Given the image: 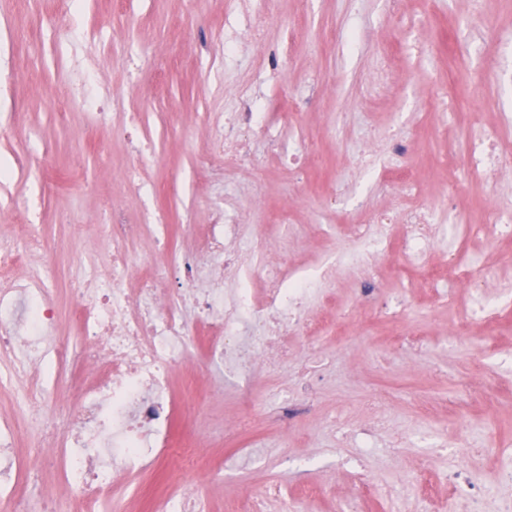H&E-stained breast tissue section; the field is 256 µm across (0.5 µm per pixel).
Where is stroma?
<instances>
[{
	"instance_id": "35a3bbf8",
	"label": "stroma",
	"mask_w": 512,
	"mask_h": 512,
	"mask_svg": "<svg viewBox=\"0 0 512 512\" xmlns=\"http://www.w3.org/2000/svg\"><path fill=\"white\" fill-rule=\"evenodd\" d=\"M306 4L302 11L297 0H279L258 42L240 31L237 0H72L66 8L58 0H0V239L24 213L50 245L57 335L79 338L70 317V281L79 266L112 274L111 242L73 236L70 227L109 223L116 210L125 223L143 225L129 247L149 265L166 259L156 225H167L172 246L191 253L196 239L183 225L209 223L228 209L238 211L248 234L266 237L268 260L312 268L349 246L321 231L347 214L424 206L441 213L442 225L456 224L462 210L478 224L493 200H512V158L491 192L459 159L470 113L495 124L512 118V83L484 63L492 52L512 71V0H485L487 23L470 33L452 27L469 16L468 0H408L398 10L389 0ZM11 19L25 22L23 38L13 37ZM232 28L237 54L228 59L224 33ZM116 42L139 66L114 59ZM87 78L103 114H94L80 90ZM243 88L256 112L294 102L291 126L252 134L257 176L208 177L200 152L212 130L245 104ZM374 125L400 127L423 193L400 191L379 163H359L356 147ZM294 152L320 162L288 170L280 158ZM333 186L341 201L329 210L321 196ZM284 208L292 212L285 228L274 223ZM405 236L395 225L384 256L337 268L331 303L307 306L312 318L353 313L356 333L348 340L325 336L312 348L297 336L299 359L259 363L237 377L205 367L198 353L175 367V393L198 416L177 418L173 435L192 434L198 444L194 481L208 512H226L238 497L277 484L291 494L312 492L315 512H336L356 495L364 512H391L386 500L364 493L360 473L387 484L420 469L432 486L408 488V496L424 498L427 512H445L448 486L440 476L465 419L478 423L473 444L489 426L512 447V368L490 357L512 352V311L459 341L450 323L468 297L444 261L456 236L435 251V290L403 250ZM464 259L485 278L487 304L497 305L512 289V243L477 238ZM15 376L12 359L0 358V418H16L14 446L27 459L43 418L17 415ZM245 383L258 421L252 432L233 434ZM381 393L396 421L416 423L417 432L389 453L393 429L374 430L366 455L354 436L372 428L376 413L366 399ZM218 466L224 480L210 482ZM177 488L172 464L150 472L133 495L135 512H151Z\"/></svg>"
}]
</instances>
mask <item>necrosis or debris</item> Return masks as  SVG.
<instances>
[{
	"label": "necrosis or debris",
	"mask_w": 512,
	"mask_h": 512,
	"mask_svg": "<svg viewBox=\"0 0 512 512\" xmlns=\"http://www.w3.org/2000/svg\"><path fill=\"white\" fill-rule=\"evenodd\" d=\"M270 112L245 110L232 113L213 134L214 145L201 155L203 172L250 169L245 131L268 127ZM504 148L501 127H481L471 139L469 161L473 172L496 184L502 171ZM408 225L405 248L425 260L437 240L428 211L411 209L390 215L375 214L371 224ZM370 224L337 225L353 245L334 261L316 270L291 268L280 263L254 267L244 262V250L262 251L258 239H244L234 215L211 224H189L197 236L195 253H171L167 265L184 288L171 296L164 275L146 266L138 253L124 250L125 242L138 238L139 224L113 221L100 225L111 237L112 276L105 279L86 268L74 279L72 310L80 330V346L46 334L56 313L50 285L31 289L21 285L15 271L21 264L45 259L47 246L32 225L18 224L11 242L0 245V353L20 356L28 366L50 361L70 368L66 389L68 405H59L56 376L39 374L19 386V412L37 408L49 413L64 410V423H50L37 453L58 464L71 490L68 507L55 500L37 501L24 494L26 466L13 448L16 428L0 419V496L9 498L14 512H124L115 495L116 477L136 482L162 460L174 457L190 462L193 445L174 447L172 424L180 406L171 392L174 366L203 348L208 362L222 364L226 372L243 374L259 358L284 360L293 356L292 336H322L327 329L303 310L309 299L334 275L336 267L362 265L379 253L381 241ZM448 269L471 297L468 307L456 313L451 332L470 335L475 321L491 324V313L481 300L483 286L473 280L461 253L448 257ZM263 288L253 289L254 277ZM468 426L459 429L458 443L449 455L446 476L454 497L465 501L469 512H482L490 486L475 484L471 473L476 454L469 442Z\"/></svg>",
	"instance_id": "necrosis-or-debris-1"
}]
</instances>
